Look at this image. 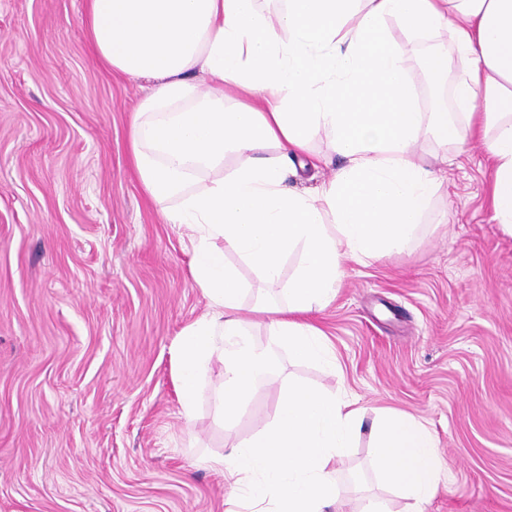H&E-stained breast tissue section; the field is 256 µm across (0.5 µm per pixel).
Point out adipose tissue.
<instances>
[{
    "label": "adipose tissue",
    "mask_w": 512,
    "mask_h": 512,
    "mask_svg": "<svg viewBox=\"0 0 512 512\" xmlns=\"http://www.w3.org/2000/svg\"><path fill=\"white\" fill-rule=\"evenodd\" d=\"M391 20L414 37L451 28L467 64L456 117L418 108ZM86 26L112 73L147 82L132 164L166 221L187 230L190 274L208 300L174 351L185 415L215 351L224 374L214 405L225 420L270 369L271 352L252 343L240 314L243 284L228 252L269 281L299 253L286 299L251 311L269 319L293 358L335 369L326 335L305 316L335 299L343 258L377 259L413 237L439 182L414 150L423 131L461 144L483 137L494 216L512 233V0H287L275 15L257 0H88ZM321 133L344 166L322 189L288 187L290 158ZM230 153L243 163L227 173ZM203 169L222 176L183 196ZM178 194L181 205L167 208ZM362 424L355 401L289 386L274 423L206 458L237 491L225 512H242L247 500L269 512H323ZM374 436L380 474L424 512L440 478L434 436L399 411L386 412Z\"/></svg>",
    "instance_id": "1"
}]
</instances>
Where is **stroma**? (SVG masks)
<instances>
[{
    "label": "stroma",
    "mask_w": 512,
    "mask_h": 512,
    "mask_svg": "<svg viewBox=\"0 0 512 512\" xmlns=\"http://www.w3.org/2000/svg\"><path fill=\"white\" fill-rule=\"evenodd\" d=\"M85 0H0V512H224L231 495L203 458L228 453L277 416L298 382L357 400L362 433L337 476L346 512L409 502L372 467L378 412L420 419L443 471L425 512H512V235L493 218L481 141L419 142L447 155L401 252L344 261L336 299L308 318L335 371L292 359L267 321L250 338L270 372L234 422L215 418L224 357L207 361L185 415L172 353L208 310L184 228L164 223L132 167L139 82L109 73L86 34ZM422 111L444 112L464 74L450 30L410 38L395 21ZM446 47L438 100L426 55ZM287 184L313 189L343 166L317 136ZM244 306L284 298L298 265L263 280L227 254Z\"/></svg>",
    "instance_id": "stroma-1"
}]
</instances>
